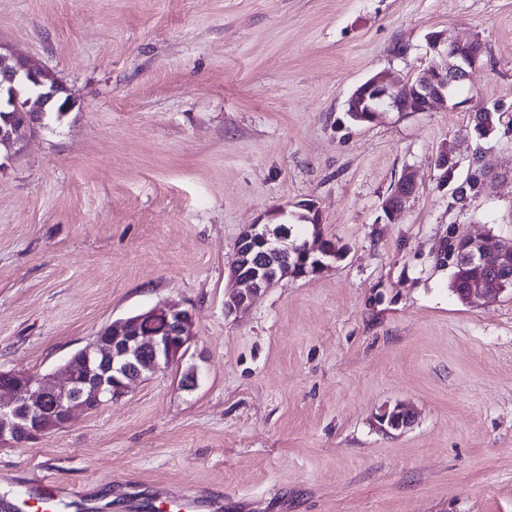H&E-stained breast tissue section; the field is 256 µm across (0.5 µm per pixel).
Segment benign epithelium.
Returning <instances> with one entry per match:
<instances>
[{"label": "benign epithelium", "mask_w": 512, "mask_h": 512, "mask_svg": "<svg viewBox=\"0 0 512 512\" xmlns=\"http://www.w3.org/2000/svg\"><path fill=\"white\" fill-rule=\"evenodd\" d=\"M431 40L436 46L443 47L447 66L432 69L427 75L404 85L394 83L383 72L364 81L348 98L353 111L362 108V98H371L372 105L361 116L363 122H374L379 113L388 109L429 112L436 105L448 102L450 87L468 79L478 62V54L465 51L468 43L450 41L438 35ZM4 49L5 46L0 44V57L12 65L0 69V144L10 145L40 128V119L21 108L18 85L44 90L49 100L67 95L69 90L36 59L12 50L4 54ZM437 169L441 171L439 184L451 188V194L459 199L455 207L469 208L473 199L462 195L466 181L448 177V165L444 163L437 165ZM414 187L413 174L405 173L382 203L383 213L389 216L398 210ZM473 241L477 250L466 255L465 263L496 279L502 287L511 286L512 268L508 258L512 257V243L492 245L479 236L473 237ZM276 251L266 225L250 224L241 231L230 269L235 292L224 304L226 313L248 310L254 296L270 288L267 262ZM160 312L167 316L170 324L167 341L142 335L143 316L121 318L104 328L105 338L96 349L99 356L108 360L103 366L84 356L37 382L22 373L0 375V446L21 447L45 436L38 420L47 411L58 416L60 425L65 426L79 413L88 411L91 405L99 407L123 398L141 377L135 366L144 355L151 358L152 371L168 367L173 361L171 341H176L178 350L185 348L192 335L193 317L187 309L166 306L153 307L144 312V316Z\"/></svg>", "instance_id": "7a95c632"}]
</instances>
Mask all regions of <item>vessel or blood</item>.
Returning <instances> with one entry per match:
<instances>
[{"label": "vessel or blood", "mask_w": 512, "mask_h": 512, "mask_svg": "<svg viewBox=\"0 0 512 512\" xmlns=\"http://www.w3.org/2000/svg\"><path fill=\"white\" fill-rule=\"evenodd\" d=\"M12 506L15 512H96L98 504L95 498L44 479L23 484Z\"/></svg>", "instance_id": "obj_1"}]
</instances>
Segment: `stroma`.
<instances>
[{
  "mask_svg": "<svg viewBox=\"0 0 512 512\" xmlns=\"http://www.w3.org/2000/svg\"><path fill=\"white\" fill-rule=\"evenodd\" d=\"M483 55L454 102L352 125V90ZM0 43L76 100L0 149V372L41 378L112 320L169 303L193 336L120 401L0 447L23 482L109 512L175 487L218 512H512V289L474 306L436 264L448 237L512 242V0H0ZM491 166L466 210L435 160ZM413 171L394 218L382 203ZM314 204L343 258L226 315L239 233ZM405 404L411 426L379 416Z\"/></svg>",
  "mask_w": 512,
  "mask_h": 512,
  "instance_id": "stroma-1",
  "label": "stroma"
}]
</instances>
